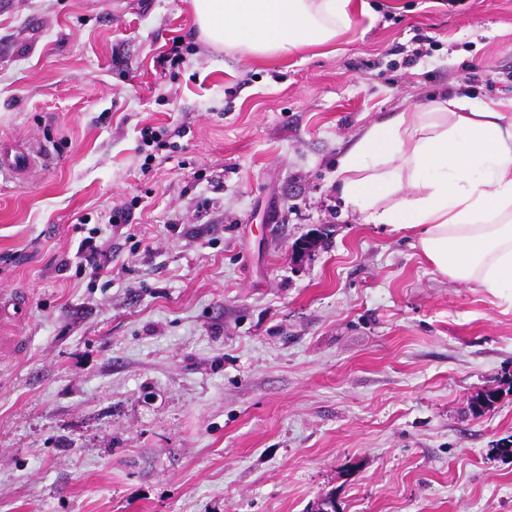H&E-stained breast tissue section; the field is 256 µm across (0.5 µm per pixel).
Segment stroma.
<instances>
[{"label":"stroma","mask_w":512,"mask_h":512,"mask_svg":"<svg viewBox=\"0 0 512 512\" xmlns=\"http://www.w3.org/2000/svg\"><path fill=\"white\" fill-rule=\"evenodd\" d=\"M377 5L265 60L188 0H0V145L37 157L0 173V512H512V393L469 407L512 376V299L336 176L445 91L512 99V0ZM503 392L504 391L501 387H495L476 394L470 402L472 414L475 417L483 416L501 399Z\"/></svg>","instance_id":"1"}]
</instances>
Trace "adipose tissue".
Masks as SVG:
<instances>
[{"mask_svg":"<svg viewBox=\"0 0 512 512\" xmlns=\"http://www.w3.org/2000/svg\"><path fill=\"white\" fill-rule=\"evenodd\" d=\"M200 38L218 51L285 58L333 44L369 0H190ZM345 198L367 222L412 230L450 280L512 288V100L467 111L456 97L432 112L370 126L339 161Z\"/></svg>","mask_w":512,"mask_h":512,"instance_id":"adipose-tissue-1","label":"adipose tissue"}]
</instances>
